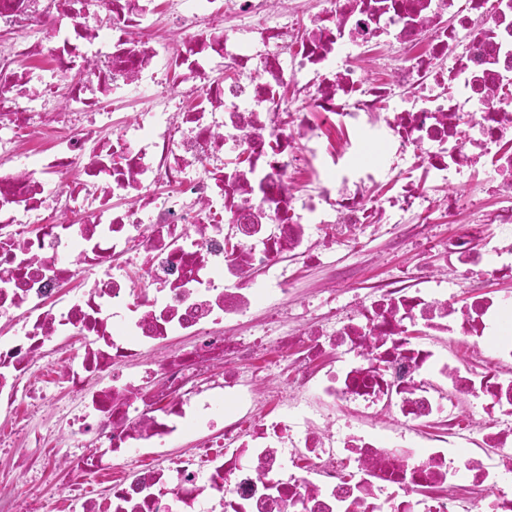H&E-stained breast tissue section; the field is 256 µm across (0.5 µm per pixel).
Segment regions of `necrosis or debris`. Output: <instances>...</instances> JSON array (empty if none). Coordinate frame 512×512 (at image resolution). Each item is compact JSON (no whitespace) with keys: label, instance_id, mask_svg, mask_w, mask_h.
I'll use <instances>...</instances> for the list:
<instances>
[{"label":"necrosis or debris","instance_id":"4bbe7bcc","mask_svg":"<svg viewBox=\"0 0 512 512\" xmlns=\"http://www.w3.org/2000/svg\"><path fill=\"white\" fill-rule=\"evenodd\" d=\"M270 6L0 0V440L17 458L0 512H39L12 495L32 471L67 479L81 512H512V297H456L475 277L512 279V0H283L273 23ZM368 43L387 47V86L342 54ZM217 64L236 82H208ZM144 81L152 107L113 129L99 98ZM288 82L299 106L278 98ZM401 86L414 95L397 103ZM365 126L401 163L382 206L364 193L373 173L339 167ZM489 166L496 209L449 240L447 287L421 274L349 310L327 283L319 320H255L289 294L283 255L327 265L337 225L453 211L414 173L470 183ZM179 336L194 342L153 358ZM268 351L284 382L238 370ZM62 394L60 426L30 434L19 405ZM425 423L438 431L420 436ZM461 482L471 498L454 496Z\"/></svg>","mask_w":512,"mask_h":512}]
</instances>
